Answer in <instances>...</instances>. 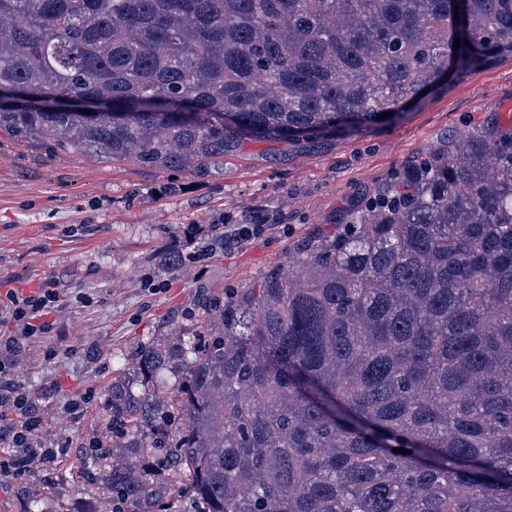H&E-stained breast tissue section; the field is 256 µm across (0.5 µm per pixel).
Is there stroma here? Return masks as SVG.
<instances>
[{
    "label": "stroma",
    "instance_id": "35a3bbf8",
    "mask_svg": "<svg viewBox=\"0 0 512 512\" xmlns=\"http://www.w3.org/2000/svg\"><path fill=\"white\" fill-rule=\"evenodd\" d=\"M512 102V59L447 78L405 118L323 139L302 150L240 142L199 172L174 174L81 150L60 151L0 130V282L30 292L53 280L60 307L51 328L15 357V381L41 416L34 440L53 464L0 442V462L21 458V477H0V512H97L102 491L86 481L119 368L142 346L180 328L199 331L203 305L258 287L294 242L345 223L458 133L503 121ZM228 224L258 235L221 244ZM183 253L182 267L162 257ZM89 303L77 302V294Z\"/></svg>",
    "mask_w": 512,
    "mask_h": 512
}]
</instances>
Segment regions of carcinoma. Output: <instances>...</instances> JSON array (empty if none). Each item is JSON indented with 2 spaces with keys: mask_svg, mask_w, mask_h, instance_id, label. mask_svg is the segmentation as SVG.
Wrapping results in <instances>:
<instances>
[{
  "mask_svg": "<svg viewBox=\"0 0 512 512\" xmlns=\"http://www.w3.org/2000/svg\"><path fill=\"white\" fill-rule=\"evenodd\" d=\"M504 56L512 0H0V87L43 101L0 129L199 171L397 122ZM85 95L112 109L65 107ZM204 322L112 382L88 479L120 512H512V124L423 157Z\"/></svg>",
  "mask_w": 512,
  "mask_h": 512,
  "instance_id": "1",
  "label": "carcinoma"
}]
</instances>
